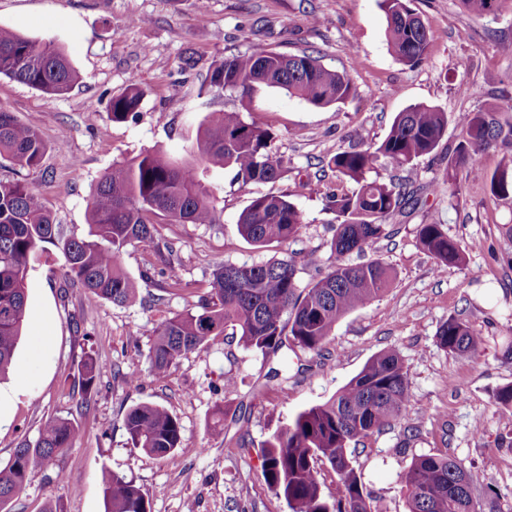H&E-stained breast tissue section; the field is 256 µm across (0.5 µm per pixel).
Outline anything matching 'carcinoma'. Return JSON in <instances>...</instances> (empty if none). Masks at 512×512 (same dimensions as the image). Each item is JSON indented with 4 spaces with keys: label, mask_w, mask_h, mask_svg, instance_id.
<instances>
[{
    "label": "carcinoma",
    "mask_w": 512,
    "mask_h": 512,
    "mask_svg": "<svg viewBox=\"0 0 512 512\" xmlns=\"http://www.w3.org/2000/svg\"><path fill=\"white\" fill-rule=\"evenodd\" d=\"M501 2L459 0L479 16L496 13ZM384 3L391 51L405 65L422 63L429 46L424 20L407 0ZM1 76L48 94L68 92L79 78L60 45L37 42L2 27ZM205 82L218 93L237 97L242 109L210 113L185 159L146 151L112 165L96 185L82 238L60 234L59 225L27 182L0 179V378L12 370L27 315V275L41 258L56 250L68 282L114 304L134 302L138 284L122 267L120 255L132 244L152 240L153 217L171 223H223V210L202 182L204 171L231 167L244 184L274 182L286 172L270 130L243 115L251 111L256 87L283 89L320 108L355 95L345 75L326 68L313 55H286L260 47L211 63ZM142 98L137 83L112 97V120L123 122L134 115ZM501 112L498 106L453 114L425 104L410 106L396 115L377 146L332 156L328 167L355 184L353 190L333 195L325 203V210L333 214L334 265L304 287L292 256L217 267L197 310L167 318L153 328L149 358L155 375L165 377L184 355L228 329L241 346L264 356L290 344L322 349L341 319L379 297L395 279L384 262L353 264L350 256L392 237L388 220L405 214L423 192L462 195L459 171L479 165L492 148L512 145V119L501 120ZM451 122L460 128L461 140L441 177L426 184L369 178L381 158L394 169L413 170L416 159L438 148ZM46 150L36 128L0 108V156H8L21 168H34ZM490 192L498 199L512 198V156L492 174ZM304 227L301 213L286 193L253 198L237 222L239 234L259 248L286 245ZM417 239L439 270L465 260V246L449 237L441 224L419 225ZM436 343L446 352L469 357L481 351L484 340L466 321L450 317L437 330ZM97 384L95 361L87 355L79 369L81 403L97 392ZM409 402V379L398 353L393 349L377 353L327 402L299 412L263 442L261 471L266 484L286 500L291 512H372L348 449L397 425L414 436L417 428L408 423ZM124 426L131 446L149 456L167 458L179 448L181 426L162 406L143 402L131 407ZM78 434L71 420L49 418L35 444L21 441L8 463L0 466V512L25 488L29 474L71 447ZM320 461L329 463L339 478L340 497L333 501L322 491ZM400 483L407 512H480L473 475L445 454L414 457ZM104 500L105 512H149L141 488L117 474L105 477Z\"/></svg>",
    "instance_id": "carcinoma-1"
}]
</instances>
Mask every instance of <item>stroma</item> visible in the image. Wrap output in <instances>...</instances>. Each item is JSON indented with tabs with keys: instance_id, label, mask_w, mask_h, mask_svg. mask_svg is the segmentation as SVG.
<instances>
[{
	"instance_id": "1",
	"label": "stroma",
	"mask_w": 512,
	"mask_h": 512,
	"mask_svg": "<svg viewBox=\"0 0 512 512\" xmlns=\"http://www.w3.org/2000/svg\"><path fill=\"white\" fill-rule=\"evenodd\" d=\"M430 32L428 54L411 67L386 41L383 0H0V27L65 48L79 79L66 94L51 95L0 78V107L36 127L47 145L39 168L0 158V178L32 187L65 235L87 232L86 210L101 174L140 153L185 156L210 112L238 108L237 98L203 88L208 65L255 46L294 54L308 51L350 79L346 101L319 108L282 89L258 90L249 117L273 133L287 171L275 182L242 183L233 168L209 173L207 187L223 210L222 223L178 224L159 218L154 239L125 249L120 262L138 280L141 298L130 305L103 301L69 286L60 255L34 265L27 281V318L16 364L28 365L22 389L0 381V465L21 440L36 441L49 418L70 419L80 430L72 447L34 472L8 512H105L103 476L133 480L149 512H290L261 474V444L277 426L329 400L380 351L396 350L410 378L409 419L418 432L395 427L353 448L351 460L370 494L373 512H407L399 483L413 457L445 454L471 471L478 488L497 492L496 512H512V407L494 399L512 384V200L492 196L489 180L512 149L490 150L480 167L460 172V198L424 196L396 234L362 254L395 272L389 290L344 317L322 352L297 346L265 356L237 339L212 338L182 357L164 379L151 369L150 330L167 317L196 309L211 274L224 263H253L297 253L301 284L333 265V231L325 197L351 190L326 163L351 146H374L398 112L414 104L448 112L512 103V0L497 14L476 17L458 0H412ZM144 98L134 118L112 121L108 103L131 83ZM473 93L461 97L459 84ZM288 193L306 226L299 240L266 248L237 231L251 199ZM444 224L466 247L463 266L437 270L418 246V225ZM174 263L178 286L162 271ZM469 322L484 338L466 360L436 344L449 317ZM48 320L52 341L42 345L33 324ZM93 355L99 391L81 403L72 381ZM139 374L137 383L124 375ZM237 378L224 383L226 374ZM166 408L181 426L177 452L152 458L133 448L123 417L139 403ZM242 408L214 429L216 405ZM249 448L240 449L238 440Z\"/></svg>"
}]
</instances>
